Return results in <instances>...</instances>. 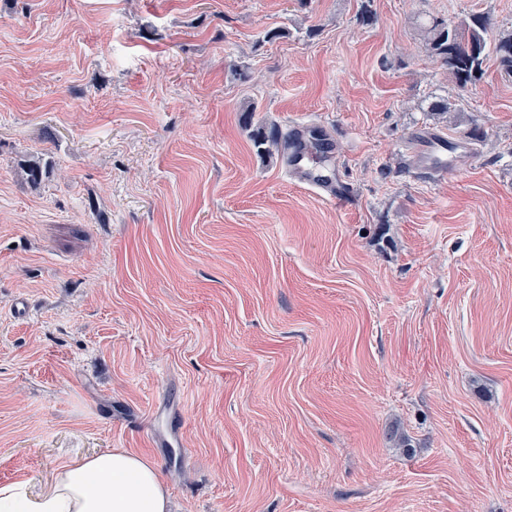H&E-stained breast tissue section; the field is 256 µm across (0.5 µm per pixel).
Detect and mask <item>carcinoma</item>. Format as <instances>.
Returning <instances> with one entry per match:
<instances>
[{"label": "carcinoma", "mask_w": 512, "mask_h": 512, "mask_svg": "<svg viewBox=\"0 0 512 512\" xmlns=\"http://www.w3.org/2000/svg\"><path fill=\"white\" fill-rule=\"evenodd\" d=\"M488 29V18L478 14L458 24L435 21L428 27L431 54L440 59L448 75L463 90L479 83L484 75L483 64L489 56ZM494 52L500 63L512 68V32L500 35Z\"/></svg>", "instance_id": "obj_1"}]
</instances>
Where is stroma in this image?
Returning <instances> with one entry per match:
<instances>
[{
  "instance_id": "1",
  "label": "stroma",
  "mask_w": 512,
  "mask_h": 512,
  "mask_svg": "<svg viewBox=\"0 0 512 512\" xmlns=\"http://www.w3.org/2000/svg\"><path fill=\"white\" fill-rule=\"evenodd\" d=\"M473 14L512 30V0H0V485L127 448L173 512H512V70L460 89L423 27ZM295 124L348 205L252 137ZM420 127L470 141L448 177Z\"/></svg>"
}]
</instances>
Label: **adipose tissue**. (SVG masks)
Listing matches in <instances>:
<instances>
[{"mask_svg":"<svg viewBox=\"0 0 512 512\" xmlns=\"http://www.w3.org/2000/svg\"><path fill=\"white\" fill-rule=\"evenodd\" d=\"M17 498L24 512H169L154 463L124 448L63 466L53 484L37 494L19 495L14 484L0 487V502Z\"/></svg>","mask_w":512,"mask_h":512,"instance_id":"1","label":"adipose tissue"}]
</instances>
